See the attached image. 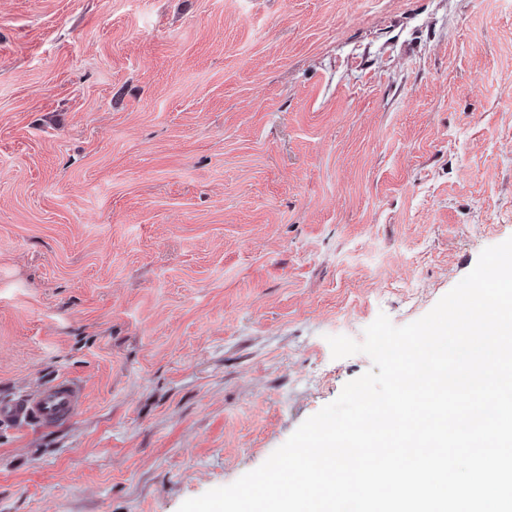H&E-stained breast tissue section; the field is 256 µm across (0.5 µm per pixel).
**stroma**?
<instances>
[{"label": "stroma", "instance_id": "1", "mask_svg": "<svg viewBox=\"0 0 512 512\" xmlns=\"http://www.w3.org/2000/svg\"><path fill=\"white\" fill-rule=\"evenodd\" d=\"M512 237V0H0V512H178ZM83 402L84 390L80 384L56 379L32 393L0 401V421L51 428L73 419Z\"/></svg>", "mask_w": 512, "mask_h": 512}]
</instances>
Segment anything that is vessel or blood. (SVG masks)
Segmentation results:
<instances>
[{
	"label": "vessel or blood",
	"instance_id": "b4317fda",
	"mask_svg": "<svg viewBox=\"0 0 512 512\" xmlns=\"http://www.w3.org/2000/svg\"><path fill=\"white\" fill-rule=\"evenodd\" d=\"M84 402V390L70 379L54 380L38 390L0 401V421L51 428L73 419Z\"/></svg>",
	"mask_w": 512,
	"mask_h": 512
}]
</instances>
